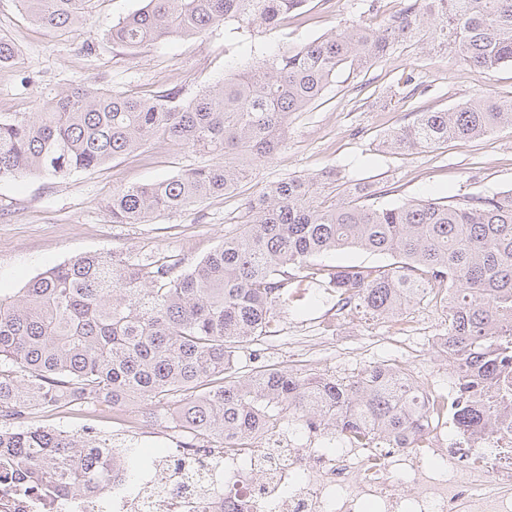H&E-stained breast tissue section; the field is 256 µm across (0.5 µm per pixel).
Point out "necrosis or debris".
I'll return each mask as SVG.
<instances>
[{
	"label": "necrosis or debris",
	"instance_id": "necrosis-or-debris-1",
	"mask_svg": "<svg viewBox=\"0 0 512 512\" xmlns=\"http://www.w3.org/2000/svg\"><path fill=\"white\" fill-rule=\"evenodd\" d=\"M500 411L485 443L427 434L421 448H311L267 427L246 453L159 448L139 488L65 496L0 468V512H512V367L494 383Z\"/></svg>",
	"mask_w": 512,
	"mask_h": 512
}]
</instances>
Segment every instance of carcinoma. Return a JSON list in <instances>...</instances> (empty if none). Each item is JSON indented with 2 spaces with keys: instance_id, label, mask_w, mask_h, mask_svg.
Here are the masks:
<instances>
[{
  "instance_id": "obj_1",
  "label": "carcinoma",
  "mask_w": 512,
  "mask_h": 512,
  "mask_svg": "<svg viewBox=\"0 0 512 512\" xmlns=\"http://www.w3.org/2000/svg\"><path fill=\"white\" fill-rule=\"evenodd\" d=\"M50 31L75 32L92 0H19ZM112 26L128 49L202 36L234 22L262 33L305 0H144ZM418 38L451 46L472 71L512 64V0H408L382 28L339 26L328 37L283 46L193 96L151 98L77 87L36 112L0 114V181L55 179L100 168L151 143L223 160L167 180L112 190L114 224H147L236 189L255 162L287 140L290 117L317 101L343 66L364 68L393 44ZM512 127V98L480 94L447 111L417 112L387 133L383 146L414 152ZM371 186L337 177L289 176L264 187L237 228L195 265L94 253L32 278L0 299V417L27 408L150 401L168 409L192 442L248 444L266 424L288 419L340 434L360 448H417L422 396L399 363L352 377L301 374L286 367L239 370L237 353L271 332L276 311L313 288L336 294L350 315L397 318L427 302L441 311L457 377V423L480 439L498 410L475 409L492 378L512 364L501 337L512 336V188L448 203L371 202ZM343 249L385 255L378 269L328 266ZM0 463L58 493L132 484L134 454L122 467L106 444L41 426L0 430Z\"/></svg>"
}]
</instances>
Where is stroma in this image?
Listing matches in <instances>:
<instances>
[{
    "label": "stroma",
    "mask_w": 512,
    "mask_h": 512,
    "mask_svg": "<svg viewBox=\"0 0 512 512\" xmlns=\"http://www.w3.org/2000/svg\"><path fill=\"white\" fill-rule=\"evenodd\" d=\"M406 0H308L270 32L253 37L226 26L193 38L170 36L129 50L107 34L144 0H95L84 27L55 33L30 22L17 0H0V36L10 40L17 62L0 69V113L33 112L47 96L74 87L148 95L163 90L195 93L236 67L273 53L284 43L300 46L358 22L380 27ZM512 98V65L472 72L450 51L407 39L394 44L364 71L343 67L319 100L292 115L288 138L251 180L187 209L158 215L148 224H116L106 205L113 188L150 184L211 163L202 155L155 143L107 165L54 180L30 177L0 181V298L17 295L46 269L95 252L133 257L172 255L197 263L224 239L245 202L266 185L292 175L313 176L329 168L372 183L379 203L440 199L512 188V129L471 140H452L410 155L383 151L379 142L414 113L443 111L476 92ZM329 304L320 293L277 316L278 328L237 354L242 371L259 365L302 373L351 376L383 361L410 363L421 379L454 386L452 366L428 346L442 328L440 311L421 305L403 316L409 341L394 337L387 321L338 322L327 330L321 317ZM114 408L68 405L32 410L33 423L82 434L93 429L111 440Z\"/></svg>",
    "instance_id": "obj_1"
}]
</instances>
